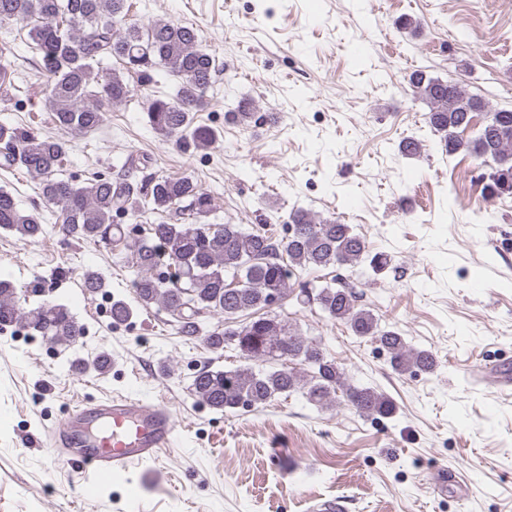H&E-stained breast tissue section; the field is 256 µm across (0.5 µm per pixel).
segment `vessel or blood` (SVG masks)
<instances>
[{
    "label": "vessel or blood",
    "mask_w": 512,
    "mask_h": 512,
    "mask_svg": "<svg viewBox=\"0 0 512 512\" xmlns=\"http://www.w3.org/2000/svg\"><path fill=\"white\" fill-rule=\"evenodd\" d=\"M177 432L171 409L153 400L112 396L76 406L49 437L60 452L53 458L59 467L78 468L79 489L96 496L112 471L143 466L142 481L153 478L146 463L170 448Z\"/></svg>",
    "instance_id": "vessel-or-blood-1"
}]
</instances>
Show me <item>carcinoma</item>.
I'll list each match as a JSON object with an SVG mask.
<instances>
[{"label": "carcinoma", "mask_w": 512, "mask_h": 512, "mask_svg": "<svg viewBox=\"0 0 512 512\" xmlns=\"http://www.w3.org/2000/svg\"><path fill=\"white\" fill-rule=\"evenodd\" d=\"M129 0H0V24L24 22L51 76L47 92L53 124L66 134L86 133L103 122L102 103L118 105L130 97L124 73L104 67L118 58L154 81L161 70L176 81L175 95L148 102L147 117L162 138L184 151L208 150L216 134L206 125L192 126L193 113L205 110L207 92L216 73L215 59L200 49L196 31L172 21L144 28L129 20ZM413 93L428 107L427 123L439 136L442 150L479 158L495 167L483 186L488 200L512 195V109L494 108L461 84L412 73ZM255 107L240 99L229 111L241 125L252 121ZM485 114L475 135L464 139L474 115ZM69 153L63 136H43L29 128L0 124V165H21L39 179L43 200L57 209L66 236L110 248L121 244L131 256V288L139 305H155L176 318L180 333L200 338L220 353L232 350L243 363L198 372L191 390L197 402L217 412L257 409L294 394L317 409L344 407L373 419L396 413L393 401L372 387L354 384L345 368L329 357L322 342L304 335L281 317L288 298L305 306L314 303L327 318L345 325L353 335L379 344L391 369L399 374L433 373L435 355L406 341L399 331L381 326L371 310L359 303L356 286L328 284L321 288L292 283L307 269L368 264L375 274L390 257L371 253L366 239L348 224L319 220L304 210L289 214L288 236L278 241L265 228L203 222L213 210L212 198L194 180L146 177L136 180V159L128 157L115 177L95 175L77 183L59 172ZM184 204L191 221L155 224L151 235L129 239L114 223L122 214L141 216ZM0 229L32 242L46 225L20 210L14 196L0 188ZM265 316L233 326L248 311ZM204 314L224 317V327L208 329ZM133 309L122 299L112 301V323L125 324ZM20 326L50 342L76 349L84 327L69 309L53 299L26 308L18 287L0 272V329Z\"/></svg>", "instance_id": "1"}]
</instances>
